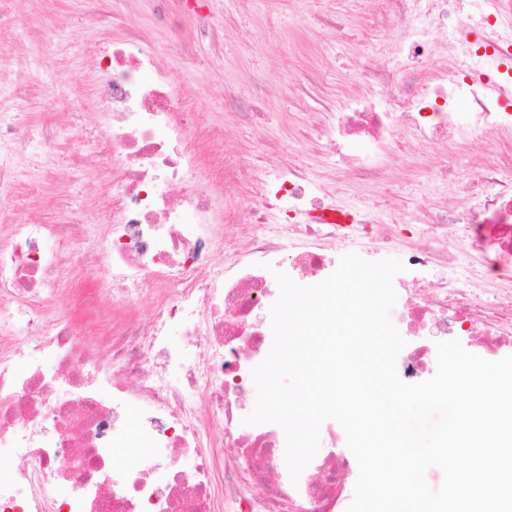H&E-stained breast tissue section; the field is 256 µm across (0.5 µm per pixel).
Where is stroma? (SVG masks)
I'll use <instances>...</instances> for the list:
<instances>
[{"instance_id":"35a3bbf8","label":"stroma","mask_w":512,"mask_h":512,"mask_svg":"<svg viewBox=\"0 0 512 512\" xmlns=\"http://www.w3.org/2000/svg\"><path fill=\"white\" fill-rule=\"evenodd\" d=\"M0 28V117L32 136L51 135L55 153L19 145L12 161L15 187L0 191L1 224H84L101 229L103 180L110 161L96 141L82 156L72 139L95 118L91 82L95 49L130 32L143 46L161 52L162 63L178 90L189 97V118L214 137L202 172L218 175L248 154L251 179L224 196L225 210L243 207L271 161L297 164L353 210L371 209L380 224L368 225L365 260L385 259L374 242L380 229L405 238L414 230V213L443 193L434 170L447 165L461 180L472 178L466 159L447 155L445 147L404 140L380 162L392 173L389 183L350 180L334 157L312 151L306 138L321 121L316 93L294 96L304 73L325 72L323 89L348 91L361 78V65L386 56L402 69V55L387 51L385 40L367 39L372 25L362 0H204L208 34L196 30L185 0H11ZM344 17V38L318 27V17ZM183 50L164 52L168 36ZM263 78V131L236 121L232 99H250L255 78ZM38 194H31V187Z\"/></svg>"}]
</instances>
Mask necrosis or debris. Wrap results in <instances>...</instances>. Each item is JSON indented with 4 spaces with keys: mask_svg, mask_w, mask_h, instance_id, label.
<instances>
[{
    "mask_svg": "<svg viewBox=\"0 0 512 512\" xmlns=\"http://www.w3.org/2000/svg\"><path fill=\"white\" fill-rule=\"evenodd\" d=\"M379 28L399 31L412 73L369 63L342 104L324 103L327 123L312 150L346 155L353 180H385L378 165L399 130L480 159L475 179L455 183L458 206L422 208L403 246L416 281L400 319L410 336L466 337L482 353L512 354V154L493 145L512 134V0H370ZM447 47L427 67L432 36ZM142 38L98 48L96 131L112 160L101 233L84 224L0 225V512H346L358 465L326 442L291 482L285 434L244 424L251 370L273 342L269 310L279 295L265 265L314 285L336 269V253H362L353 214L318 198L307 172L288 165L257 181L247 205L219 213V196L249 177L248 165L200 174L206 131L190 125L187 100ZM245 232L225 239L224 227ZM93 236L110 257L112 304H97L94 265H69L63 250ZM225 276H212L214 251ZM441 267L449 277H435ZM73 278L68 293L59 284ZM151 295L150 319L131 315ZM195 348L188 363L170 329ZM138 406L148 425L130 428ZM142 438L132 460L117 454Z\"/></svg>",
    "mask_w": 512,
    "mask_h": 512,
    "instance_id": "4bbe7bcc",
    "label": "necrosis or debris"
}]
</instances>
